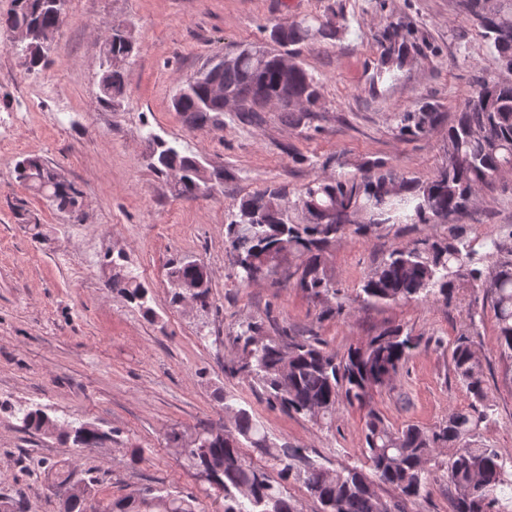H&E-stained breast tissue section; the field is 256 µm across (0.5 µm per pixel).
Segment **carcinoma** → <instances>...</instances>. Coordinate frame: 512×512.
<instances>
[{
	"mask_svg": "<svg viewBox=\"0 0 512 512\" xmlns=\"http://www.w3.org/2000/svg\"><path fill=\"white\" fill-rule=\"evenodd\" d=\"M482 37L501 67L512 71V0H463ZM14 7L0 18V29L13 33L19 27L41 31V48L23 42L27 71L43 62L63 24V7L49 0H13ZM343 30L336 16H313L275 24L273 46H238L225 52L230 66L208 75L224 86L242 118L259 112H280L291 124L311 121L317 113L320 90L317 80L292 56L288 47L316 36L334 37ZM103 51L112 56V68L100 82L101 99L107 103L124 97L125 65L135 44L131 33L116 27ZM384 46L375 83L393 84L410 64L412 44L392 29ZM173 108L193 126L224 123V99L212 96L210 80L194 78L179 89ZM440 105L424 102L413 110L394 113L400 136H427L442 120ZM152 150L149 164L174 179L176 194L192 198L210 192L224 180V168L200 155L181 150L148 135ZM505 171H512V80H478L474 96L456 113L448 126L444 160L425 181L398 174L383 160H373L349 175L316 177L296 197L284 187H267L242 199L224 224V243L230 256L228 277L241 285L252 284L254 272L270 273L285 261L294 262L295 285L314 301L340 296L326 270V253L348 232L391 231L403 224H446L448 234L427 235L411 245L393 249L360 283L356 297L366 304L413 300L448 301L461 282L485 289L496 325L501 355L512 361V231L505 236H467L452 224V217L472 206L480 192ZM16 178L40 194L56 209H80V193L41 158L26 156L15 166ZM110 273L106 287L135 304L145 316L154 317L150 291L127 264L126 256H106ZM170 302L179 303L182 286L199 285L198 307H212L209 275L198 261L171 262L168 271ZM232 358L228 371L261 388L267 403L285 413L302 415L317 424H328L341 404L364 411L362 466L330 468L304 448L278 446L232 397L218 396L232 429L213 435L208 426L187 438L178 431L167 434V443L181 449V456L218 494L222 512H298L288 495V482L300 481L320 512H408L409 505L427 493L431 469L445 468L458 490L454 512H506V461L497 449L474 446L469 438L493 419L483 379L482 354L468 336L458 337L451 350L455 375L471 398L470 407L448 416L433 427L406 425L394 428L371 406L375 389L389 384L418 349L419 342L397 325L346 352H328L309 339L294 336L282 327L273 336L263 324L250 321L231 336ZM22 427L53 435L64 443L92 450L104 433L87 422L59 423L46 409L25 406L17 410ZM249 446L265 460L256 465L243 452ZM448 449V460L438 450ZM93 479L85 483L83 497L64 503V512H198L196 499L181 493L145 487L103 503L92 496ZM388 487L394 497L379 494Z\"/></svg>",
	"mask_w": 512,
	"mask_h": 512,
	"instance_id": "obj_1",
	"label": "carcinoma"
}]
</instances>
